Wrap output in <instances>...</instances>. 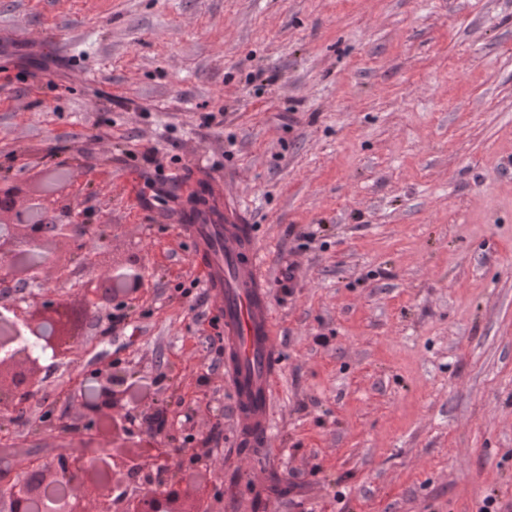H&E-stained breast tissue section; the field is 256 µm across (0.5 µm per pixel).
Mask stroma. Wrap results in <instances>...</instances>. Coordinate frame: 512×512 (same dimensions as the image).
I'll list each match as a JSON object with an SVG mask.
<instances>
[{"mask_svg":"<svg viewBox=\"0 0 512 512\" xmlns=\"http://www.w3.org/2000/svg\"><path fill=\"white\" fill-rule=\"evenodd\" d=\"M204 174L266 262L281 369L254 454L173 218ZM0 182L106 227L48 243L52 292L145 274L78 370L41 359L0 469L77 452L41 417L79 420L82 373L113 362L210 449L202 512L512 504V0H0Z\"/></svg>","mask_w":512,"mask_h":512,"instance_id":"stroma-1","label":"stroma"}]
</instances>
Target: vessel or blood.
<instances>
[{
	"mask_svg": "<svg viewBox=\"0 0 512 512\" xmlns=\"http://www.w3.org/2000/svg\"><path fill=\"white\" fill-rule=\"evenodd\" d=\"M203 205L186 211L181 230L213 295L224 333V370L235 394V432L246 448L268 443L273 385L279 372L277 330L268 280L257 258L252 227L223 210L219 182L202 178Z\"/></svg>",
	"mask_w": 512,
	"mask_h": 512,
	"instance_id": "b4317fda",
	"label": "vessel or blood"
}]
</instances>
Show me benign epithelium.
<instances>
[{
  "label": "benign epithelium",
  "instance_id": "1",
  "mask_svg": "<svg viewBox=\"0 0 512 512\" xmlns=\"http://www.w3.org/2000/svg\"><path fill=\"white\" fill-rule=\"evenodd\" d=\"M69 236L75 249H83L82 242L74 237L72 226L68 224H25L23 233L7 245L0 244V282L12 288V298L4 307L12 315V324L23 335H31L34 340L17 347H10V341L0 342V395L13 394L23 388L28 399L35 397L37 369L40 356L51 353L54 359L63 360L74 354L79 339L84 334L82 310L64 298L40 301L34 289L42 287L35 277H28V269L12 262V254L19 246L38 247L46 238ZM144 276L136 268H129L120 274L109 273L99 279L98 288L104 298L94 304L96 321L111 319L109 307H121L140 291ZM96 380L95 396L80 402L82 430L86 437L82 451L68 456L63 462H41L39 476L43 483L64 482L77 472L85 471L83 481L77 485L79 494L57 501L55 512H109L112 503L110 481L96 478L92 470H84L89 453H99L108 443L97 437L100 418L112 416L119 407L128 388V372L116 365L107 364L94 372ZM188 459L196 464L208 457L203 448H164L162 444L149 442L141 448L139 465L146 470L164 458ZM3 493L10 512H25V506L35 493V484L24 479L14 478ZM220 497L223 491L215 489L207 492L197 486L183 489L168 488L151 496H138L131 503L129 512H198L196 501L207 496Z\"/></svg>",
  "mask_w": 512,
  "mask_h": 512
}]
</instances>
